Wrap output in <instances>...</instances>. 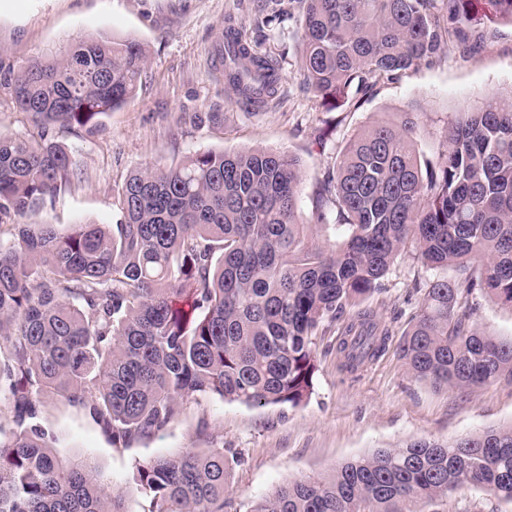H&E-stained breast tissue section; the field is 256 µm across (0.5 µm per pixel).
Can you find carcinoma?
<instances>
[{"instance_id":"1","label":"carcinoma","mask_w":512,"mask_h":512,"mask_svg":"<svg viewBox=\"0 0 512 512\" xmlns=\"http://www.w3.org/2000/svg\"><path fill=\"white\" fill-rule=\"evenodd\" d=\"M300 74L339 108L350 94L431 60L464 28L512 23V0H295ZM482 4V14L474 12ZM446 13L441 23L436 5ZM224 78L244 105L272 97L278 62L230 25ZM146 63L135 40L81 38L7 79L39 138L0 133V512H128L87 460H62L37 422L56 395L89 409L126 448L179 419L184 403H304L313 338L342 318L350 372L379 358L390 332L365 307L410 250L438 272L399 350L438 390L512 380V338L473 324L477 297L512 308V86L461 110L437 161L413 134L417 113L354 134L298 220V158L207 150L130 172L117 224H5L70 180L54 124L87 126L123 106ZM336 210V223L326 212ZM321 229L334 240H313ZM453 267L457 275H444ZM224 448H190L136 466L143 512H241ZM469 488L512 502V423L454 440L378 448L318 479H298L246 512H439Z\"/></svg>"}]
</instances>
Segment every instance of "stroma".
I'll return each instance as SVG.
<instances>
[{
    "label": "stroma",
    "instance_id": "stroma-1",
    "mask_svg": "<svg viewBox=\"0 0 512 512\" xmlns=\"http://www.w3.org/2000/svg\"><path fill=\"white\" fill-rule=\"evenodd\" d=\"M272 14L280 17L273 27L266 23ZM229 20L258 51L280 63L277 93L255 109L236 104L216 61ZM481 29L477 51L448 45L432 62L381 79L368 94L330 110L302 83L301 18L289 0H0V132H34L3 82L8 72L81 37L134 39L147 62L133 98L95 126L50 129L51 139L68 151L74 175L32 221L63 232L73 224H113L120 218L115 201L130 171L169 166L205 150L266 147L301 160L299 214L312 224L316 192L353 134L417 110L418 148L432 159L445 150L446 132L462 107L512 85V23L487 21ZM200 112L215 118L196 124L193 117ZM433 276L413 254H404L368 298L395 340L357 373L342 368L336 350L341 326L316 337L318 371L304 405L189 401L178 422L125 449L114 448L88 412L57 396L47 397L39 422L53 433L60 457L92 458L112 488L128 490L129 512H141L144 505L131 489L136 465L158 455L223 446L233 495L247 503L288 481L324 477L337 464L378 448L419 437L454 439L512 422V382L446 392L415 380L402 359L396 340L418 312Z\"/></svg>",
    "mask_w": 512,
    "mask_h": 512
}]
</instances>
